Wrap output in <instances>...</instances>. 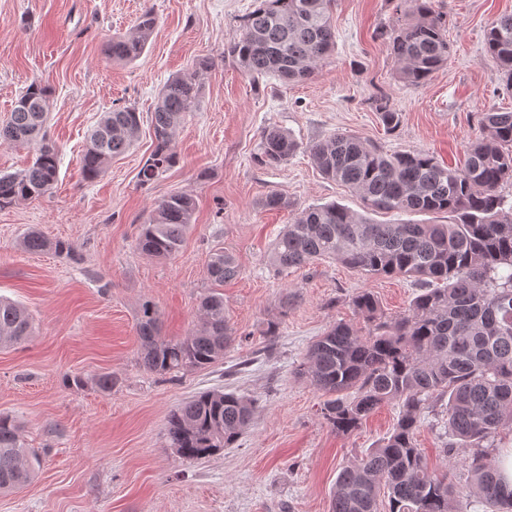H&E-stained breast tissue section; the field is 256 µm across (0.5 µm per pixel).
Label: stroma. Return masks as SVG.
Segmentation results:
<instances>
[{"instance_id": "obj_1", "label": "stroma", "mask_w": 512, "mask_h": 512, "mask_svg": "<svg viewBox=\"0 0 512 512\" xmlns=\"http://www.w3.org/2000/svg\"><path fill=\"white\" fill-rule=\"evenodd\" d=\"M254 0H0V121L34 82L50 90L49 130L59 177L46 196L0 209V296L24 305L32 336L0 348V414L14 417L41 464L31 481L0 493V512H331L342 466L392 432L399 407H379L348 434L321 413L325 400L299 374L312 341L333 324L361 332L370 323L351 299L371 293L382 319L407 313L418 284L375 277L333 259L273 276L268 256L285 224L312 205L361 211L360 198L327 179L306 148L348 132L386 152L434 155L463 165L481 113L512 111V83L485 51V32L512 0H433L447 24L448 61L423 85L397 75L377 33L405 23L397 0H335L334 51L314 78L252 84L224 46ZM157 24L136 61L118 63L103 48L128 32L144 11ZM209 58L200 102L176 135V164L153 181L139 171L155 146L151 112L166 81ZM401 114L394 131L376 106ZM135 107L134 147L94 181L84 179L87 136L113 105ZM288 130L300 148L277 166L258 163L265 127ZM192 195L194 222L168 259L142 253L141 224L161 199ZM272 194L290 207L262 208ZM38 229L71 243L72 255L29 253L23 234ZM235 255L239 277L225 283L224 315L236 334L223 361L161 376L138 363L136 326L153 304L160 333L186 335L210 290L212 249ZM277 335H267L269 323ZM112 376V390L96 385ZM81 376L85 385L68 387ZM234 391L256 401L250 428L230 448L203 460L178 457L166 441L172 409L205 390ZM429 471L455 485L469 479L473 449L444 457L443 406L426 412L416 433Z\"/></svg>"}]
</instances>
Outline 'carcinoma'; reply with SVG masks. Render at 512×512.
<instances>
[{
	"label": "carcinoma",
	"mask_w": 512,
	"mask_h": 512,
	"mask_svg": "<svg viewBox=\"0 0 512 512\" xmlns=\"http://www.w3.org/2000/svg\"><path fill=\"white\" fill-rule=\"evenodd\" d=\"M333 0H256L239 33L224 45L253 82L276 77L285 82L311 79L335 46ZM409 22L379 37L398 65L399 78L424 84L448 60L445 19L432 0H400ZM156 27L152 11L141 14L128 33L105 48L114 61L140 58ZM486 53L512 78V14L491 25ZM208 58L169 79L160 89L151 115L155 147L140 170L152 181L177 163L176 132L186 113L198 105ZM48 88L31 83L0 124V142L37 145L31 165L19 173L0 174V208L38 198L53 189L59 176L58 151L47 133ZM383 126L392 131L401 113L381 102ZM140 113L114 106L102 113L87 136L82 173L100 177L112 160L133 148ZM299 148L277 126L262 135L257 160L279 165ZM327 178L348 187L363 201L365 213L330 203L307 207L277 237L269 259L277 276L292 268L331 258L371 276L409 277L422 285L408 313L393 321L378 319L375 298L352 297L356 311L373 323L363 336L338 322L308 347L301 374L329 395L321 408L337 433L348 434L382 403L400 406L397 423L382 444L341 468L332 512H378L380 493L388 512H452L451 503L465 495L483 512H512V487L499 469L477 455L470 483L457 487L445 474L428 470L416 431L433 397L448 396V443L493 446L506 427L512 429V203L498 191L512 178V111L484 112L480 136L466 163L452 168L422 152L387 153L355 135L337 132L308 147ZM432 211L450 216L446 224H380L368 214ZM195 201L171 194L155 205L141 225L137 246L145 254L167 259L179 252L193 224ZM32 253H73L70 243L49 240L35 230L21 240ZM235 256L215 249L207 276L217 286L238 277ZM32 318L22 306L0 297V347L26 341ZM234 332L224 316V294L212 290L199 304V325L178 339L159 336L156 311L142 304L138 321L140 364L166 375L208 368L224 359ZM252 401L233 391L197 393L170 411L167 447L184 459L200 460L231 448L250 427ZM40 465L38 451L25 446L20 425L0 415V493L28 483Z\"/></svg>",
	"instance_id": "obj_1"
}]
</instances>
